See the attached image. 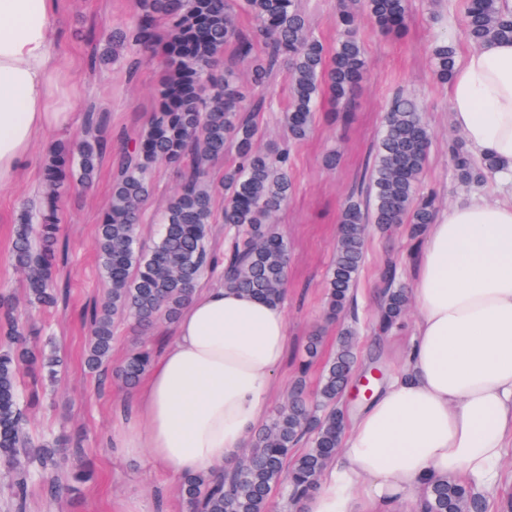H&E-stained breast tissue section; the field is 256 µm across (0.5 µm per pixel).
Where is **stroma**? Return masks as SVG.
<instances>
[{
    "label": "stroma",
    "mask_w": 512,
    "mask_h": 512,
    "mask_svg": "<svg viewBox=\"0 0 512 512\" xmlns=\"http://www.w3.org/2000/svg\"><path fill=\"white\" fill-rule=\"evenodd\" d=\"M135 0H59L54 21L59 46L61 80L65 89L59 100L62 111L72 113L70 127L52 129L31 146L29 161L12 184L0 188V292L23 301L25 282L10 264L8 254L12 229L23 204L38 201L43 167L52 145L74 139L85 126L90 105L104 106L102 125L107 147L91 188L65 195L60 202V235L67 259L59 279L68 289L65 309L45 314L53 344L64 364L49 395L30 416L34 437L52 439L68 436L79 439L81 460L93 478L76 497L49 500L42 481L30 488L28 512H184L178 494L180 480L157 467L146 450L121 447L119 435L131 404L132 392L115 377L101 379L84 363L89 330L83 322L85 311L107 293L92 245L97 226L107 210L112 194V173L120 153L147 121L154 106V89L160 71L145 64L129 74V62L137 54L120 49L117 61H93L92 53L103 29L126 26ZM406 30L399 37H383L371 25L363 27L368 71L361 91L353 100L348 122L336 120L334 107L320 105L310 136L303 142L288 141L274 112L258 117L262 146L288 149L294 164L293 183L287 205L274 217V227L288 247V288L283 304L288 321V345L276 388L269 399L277 409L288 399L297 379H305L308 391H315L320 366L301 372L305 344L313 333L323 336V351L336 346L339 323L326 321L327 272L333 257L340 210L359 182L366 159L382 129L385 106L393 86H402L418 97L433 141L422 175V191L437 192L441 208H448L470 193L454 176L448 157V142L461 133L451 123L447 85L437 81L430 50L441 37L453 43L457 53L470 50L464 31L462 0H408ZM338 150L342 160L337 168H327L323 158ZM153 194L141 226L143 240L155 238L168 197L179 182L176 170L162 168L153 175ZM390 241L376 229L368 231L367 260L356 290L362 320L359 328V364L367 366L373 354H381L388 371H395L404 354L417 317L408 308L405 317L387 336L376 337L369 325L375 309L378 260ZM172 325L158 324L150 333L140 334L130 325L114 327L111 367H118L133 349L144 347L159 353L171 335Z\"/></svg>",
    "instance_id": "1"
}]
</instances>
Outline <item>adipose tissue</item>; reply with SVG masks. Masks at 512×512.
Instances as JSON below:
<instances>
[{
    "instance_id": "ef3b65f1",
    "label": "adipose tissue",
    "mask_w": 512,
    "mask_h": 512,
    "mask_svg": "<svg viewBox=\"0 0 512 512\" xmlns=\"http://www.w3.org/2000/svg\"><path fill=\"white\" fill-rule=\"evenodd\" d=\"M56 0H0V187L37 136L67 126L54 61ZM451 117L474 156L494 162L495 202L439 211L413 256L418 307L391 381L351 418L304 512H405L434 478L490 498L512 447V41L472 49L449 84ZM283 304L225 287L195 292L138 388L130 448L174 476L237 459L265 415L287 346Z\"/></svg>"
}]
</instances>
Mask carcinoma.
Here are the masks:
<instances>
[{"instance_id": "obj_1", "label": "carcinoma", "mask_w": 512, "mask_h": 512, "mask_svg": "<svg viewBox=\"0 0 512 512\" xmlns=\"http://www.w3.org/2000/svg\"><path fill=\"white\" fill-rule=\"evenodd\" d=\"M133 20L112 33V49L135 46L144 61L157 62L162 79L155 106L136 140L125 149L112 180V198L94 241L102 275L111 288L106 299L86 311L90 336L85 363L92 371L106 367L112 352L113 327L126 322L144 330L159 322L174 323L192 297L198 279L224 268V285L258 299L278 302L288 284V248L271 225L287 203L292 183L291 157L285 149L263 151L255 113L270 108V79L282 65L290 80L284 110L288 140L311 134L317 104L323 97L350 100L367 71L360 38L362 16L383 35L405 24L407 0H338L339 37L332 50L308 30L297 0H135ZM250 15L251 31L241 30L238 11ZM464 24L469 41L479 47L494 39L512 40V15L499 0H465ZM231 55L225 56L226 49ZM431 62L436 78L451 80L456 51L442 39L434 43ZM250 73L253 96L237 65ZM432 133L418 102L399 92L385 113L375 154L368 160L355 194L340 214V232L328 280L326 316L338 320L355 304V288L367 252V229L403 231L420 238L439 211L435 195L419 184L427 163ZM105 138L98 119L89 117L81 141L60 143L45 167L47 190L38 206L22 211L14 226L10 262L24 276L26 305L19 309L9 294L0 295V469L10 476L7 506L26 512L31 482H48L54 500L75 494L90 480L78 469L62 483L66 453L58 441L34 440L28 416L41 402L45 382H54L61 358L29 345L44 325L35 314L66 306L68 291L59 286L57 267L65 260L60 243L57 200L71 186L89 185L103 154ZM232 153L224 170V253L209 245L215 220L216 186L209 179L212 162ZM456 179L480 190L493 169L477 160L462 140L448 145ZM162 164L182 166L180 186L169 197L162 231L151 246L141 245L138 227L151 191V172ZM380 290L372 325L384 336L404 317L410 297L404 271L388 251L379 267ZM357 328H343L336 351L323 367L313 397L305 381L293 386L287 404L256 430L250 451L224 471V479L187 475L180 485L185 512H271L272 492L279 488L298 504L313 494L321 473L336 456L347 418L339 403L357 365ZM151 364L146 350L132 353L116 371L132 388ZM308 448H295L303 440ZM425 512H484L485 503L472 486L446 478L430 480L422 500Z\"/></svg>"}]
</instances>
